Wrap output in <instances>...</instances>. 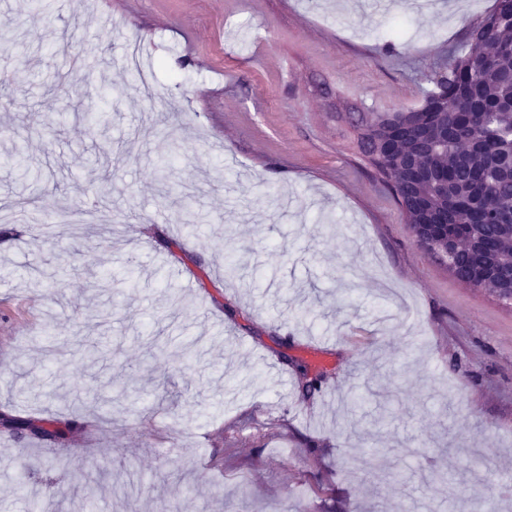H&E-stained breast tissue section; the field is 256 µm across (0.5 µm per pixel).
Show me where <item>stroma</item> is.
<instances>
[{
    "mask_svg": "<svg viewBox=\"0 0 512 512\" xmlns=\"http://www.w3.org/2000/svg\"><path fill=\"white\" fill-rule=\"evenodd\" d=\"M414 2L0 0V414L85 426L0 430V512H512V305L355 141L495 6ZM13 434L15 438L29 437L31 432L41 431L45 441L60 442L65 440L74 430L82 427V424L76 422H63L55 418L45 419H8L2 422ZM31 437L40 439L41 434H30Z\"/></svg>",
    "mask_w": 512,
    "mask_h": 512,
    "instance_id": "35a3bbf8",
    "label": "stroma"
}]
</instances>
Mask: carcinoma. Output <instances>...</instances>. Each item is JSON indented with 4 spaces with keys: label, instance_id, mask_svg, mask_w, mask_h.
<instances>
[{
    "label": "carcinoma",
    "instance_id": "1",
    "mask_svg": "<svg viewBox=\"0 0 512 512\" xmlns=\"http://www.w3.org/2000/svg\"><path fill=\"white\" fill-rule=\"evenodd\" d=\"M499 7L484 18L475 31V47L448 61L443 83L451 84L459 69L468 73V82L433 124L425 127L424 145L417 133L409 131L405 149L373 156L374 140L388 136L386 117L378 115L357 127V145L383 180L396 173L391 190L406 215L407 223L417 220L419 201L435 213H448L450 224H472L476 239H464L453 253L448 270L456 278H472L498 262L512 259V21L498 17ZM476 142L466 153L460 141ZM423 147V171L409 176L398 170L403 151ZM453 187H467L484 203L476 208L456 209L448 205ZM16 438L41 431L45 440L60 442L81 427L76 422L55 418L8 419L3 422Z\"/></svg>",
    "mask_w": 512,
    "mask_h": 512
}]
</instances>
